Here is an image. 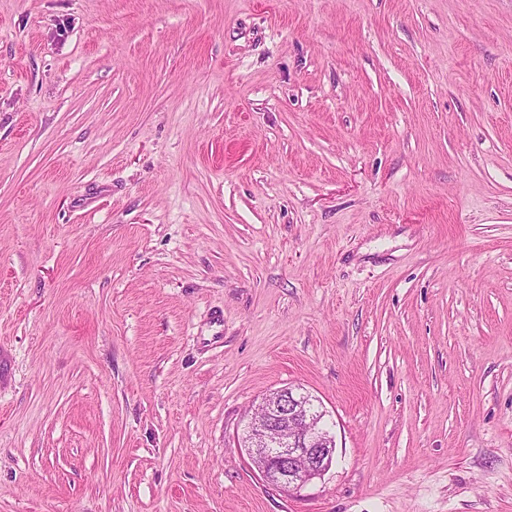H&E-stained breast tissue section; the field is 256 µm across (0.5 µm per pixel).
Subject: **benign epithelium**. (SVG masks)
I'll list each match as a JSON object with an SVG mask.
<instances>
[{"instance_id": "7a95c632", "label": "benign epithelium", "mask_w": 512, "mask_h": 512, "mask_svg": "<svg viewBox=\"0 0 512 512\" xmlns=\"http://www.w3.org/2000/svg\"><path fill=\"white\" fill-rule=\"evenodd\" d=\"M259 410L263 417L245 425L244 447L267 483L289 492L330 467L336 442L326 411L313 412L290 387L265 397Z\"/></svg>"}]
</instances>
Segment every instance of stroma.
<instances>
[{"label":"stroma","mask_w":512,"mask_h":512,"mask_svg":"<svg viewBox=\"0 0 512 512\" xmlns=\"http://www.w3.org/2000/svg\"><path fill=\"white\" fill-rule=\"evenodd\" d=\"M0 512H512V0H0ZM258 409L263 417L247 421L244 446L267 483L290 492L330 467L336 442L326 427L325 410L314 413L290 387L265 397ZM288 431L290 437L283 438Z\"/></svg>","instance_id":"35a3bbf8"}]
</instances>
